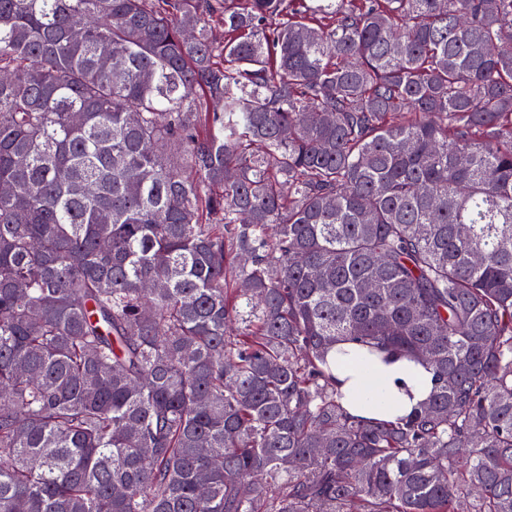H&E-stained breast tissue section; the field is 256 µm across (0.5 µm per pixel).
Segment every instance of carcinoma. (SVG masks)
Segmentation results:
<instances>
[{"mask_svg": "<svg viewBox=\"0 0 512 512\" xmlns=\"http://www.w3.org/2000/svg\"><path fill=\"white\" fill-rule=\"evenodd\" d=\"M0 183V512H512V0H0ZM335 350L328 355L331 383L350 415L394 421L413 413L435 386L431 368L397 353L377 357L349 340Z\"/></svg>", "mask_w": 512, "mask_h": 512, "instance_id": "obj_1", "label": "carcinoma"}]
</instances>
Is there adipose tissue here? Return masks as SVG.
<instances>
[{"mask_svg":"<svg viewBox=\"0 0 512 512\" xmlns=\"http://www.w3.org/2000/svg\"><path fill=\"white\" fill-rule=\"evenodd\" d=\"M328 360L332 386L353 416L393 421L410 415L435 386V373L426 365L396 353L377 357L349 340L337 343Z\"/></svg>","mask_w":512,"mask_h":512,"instance_id":"adipose-tissue-1","label":"adipose tissue"}]
</instances>
